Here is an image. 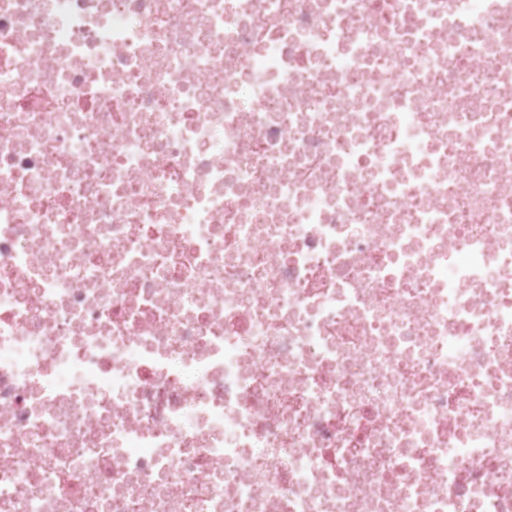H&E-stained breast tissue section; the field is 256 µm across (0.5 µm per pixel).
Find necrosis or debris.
Here are the masks:
<instances>
[{"mask_svg": "<svg viewBox=\"0 0 512 512\" xmlns=\"http://www.w3.org/2000/svg\"><path fill=\"white\" fill-rule=\"evenodd\" d=\"M0 512H512V0H0Z\"/></svg>", "mask_w": 512, "mask_h": 512, "instance_id": "4bbe7bcc", "label": "necrosis or debris"}]
</instances>
